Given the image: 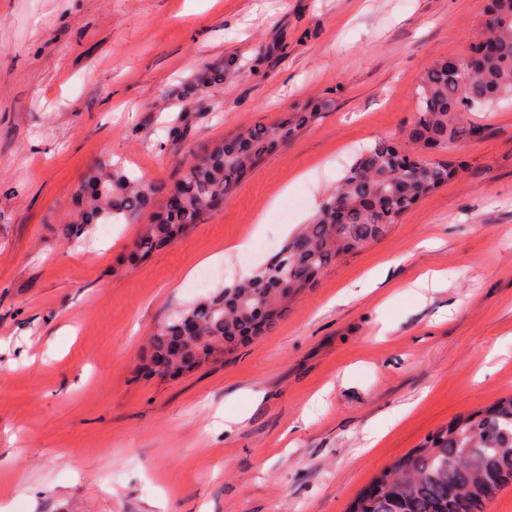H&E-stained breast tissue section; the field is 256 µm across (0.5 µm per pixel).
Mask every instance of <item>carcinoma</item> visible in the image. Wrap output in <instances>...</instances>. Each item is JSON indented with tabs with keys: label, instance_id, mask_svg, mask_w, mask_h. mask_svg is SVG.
I'll list each match as a JSON object with an SVG mask.
<instances>
[{
	"label": "carcinoma",
	"instance_id": "1",
	"mask_svg": "<svg viewBox=\"0 0 512 512\" xmlns=\"http://www.w3.org/2000/svg\"><path fill=\"white\" fill-rule=\"evenodd\" d=\"M231 58L206 70L196 86L218 85L235 69ZM416 118L409 140L444 152L485 127L463 113L512 101V0H487L482 33L463 58L434 63L415 90ZM323 98L270 126L256 124L182 162L172 184L133 177L104 161L81 183L83 210L77 235L100 220L134 223L158 197L180 195L179 208L143 226L136 259L181 238L232 195L241 181L280 142L331 109ZM453 161L429 160L401 146L377 141L362 149L312 221L303 225L252 277L201 297L167 315L150 340L168 352L173 367L215 345L224 352L269 330L295 295L313 286L337 261L381 237L425 195L448 183ZM512 482V395L459 417L395 461L372 482L351 512H484Z\"/></svg>",
	"mask_w": 512,
	"mask_h": 512
}]
</instances>
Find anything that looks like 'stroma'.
<instances>
[{"label":"stroma","instance_id":"1","mask_svg":"<svg viewBox=\"0 0 512 512\" xmlns=\"http://www.w3.org/2000/svg\"><path fill=\"white\" fill-rule=\"evenodd\" d=\"M485 0H0V503L9 512H349L393 462L512 394V106L379 239L264 334L191 373L144 363L173 309L264 266L356 153L407 145L414 91L468 53ZM238 73L192 95L204 67ZM172 245L80 238L85 172L173 183L185 157L321 97ZM385 280L355 295L378 264ZM445 278L414 297L425 272ZM208 279L198 288V279ZM407 414H400L404 404ZM383 437L365 449L372 432Z\"/></svg>","mask_w":512,"mask_h":512}]
</instances>
